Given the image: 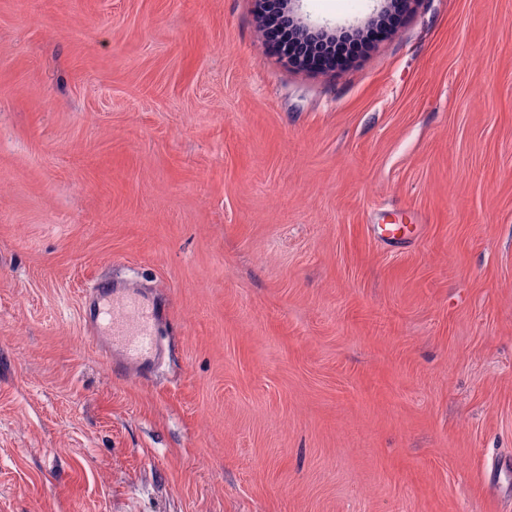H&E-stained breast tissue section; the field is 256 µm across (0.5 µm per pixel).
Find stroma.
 Listing matches in <instances>:
<instances>
[{
    "label": "stroma",
    "instance_id": "obj_1",
    "mask_svg": "<svg viewBox=\"0 0 512 512\" xmlns=\"http://www.w3.org/2000/svg\"><path fill=\"white\" fill-rule=\"evenodd\" d=\"M0 512H512V0H0ZM301 31L307 38L319 42L302 40L298 37L296 30L288 28H278L269 32V35L277 46L285 42H292L296 46L295 57L303 67L320 68L335 65L353 57L363 46L383 38L388 32V26L370 29L361 39L346 35L340 36L334 41L330 40L335 36L322 27H302ZM94 293V322L100 335L94 339L104 340L131 368L154 366L159 355L155 305L136 293L112 294V288H95Z\"/></svg>",
    "mask_w": 512,
    "mask_h": 512
}]
</instances>
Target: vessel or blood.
Masks as SVG:
<instances>
[{
    "mask_svg": "<svg viewBox=\"0 0 512 512\" xmlns=\"http://www.w3.org/2000/svg\"><path fill=\"white\" fill-rule=\"evenodd\" d=\"M93 302L95 325L108 348L117 351L129 367L154 366L159 319L155 306L138 294H116L108 288L96 289Z\"/></svg>",
    "mask_w": 512,
    "mask_h": 512,
    "instance_id": "vessel-or-blood-1",
    "label": "vessel or blood"
}]
</instances>
